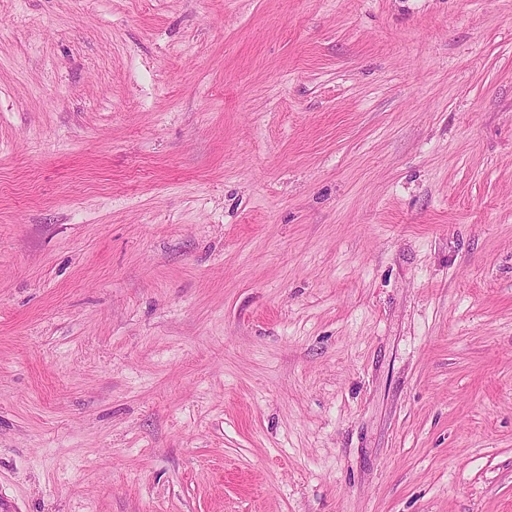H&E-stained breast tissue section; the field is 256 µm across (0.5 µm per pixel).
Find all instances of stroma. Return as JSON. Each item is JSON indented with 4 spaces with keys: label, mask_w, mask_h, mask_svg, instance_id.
<instances>
[{
    "label": "stroma",
    "mask_w": 512,
    "mask_h": 512,
    "mask_svg": "<svg viewBox=\"0 0 512 512\" xmlns=\"http://www.w3.org/2000/svg\"><path fill=\"white\" fill-rule=\"evenodd\" d=\"M0 512H512V0H0Z\"/></svg>",
    "instance_id": "35a3bbf8"
}]
</instances>
